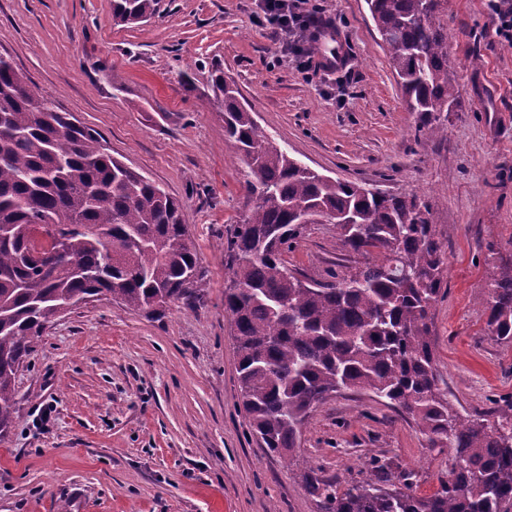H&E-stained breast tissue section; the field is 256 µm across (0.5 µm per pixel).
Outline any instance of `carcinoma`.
<instances>
[{
    "label": "carcinoma",
    "mask_w": 512,
    "mask_h": 512,
    "mask_svg": "<svg viewBox=\"0 0 512 512\" xmlns=\"http://www.w3.org/2000/svg\"><path fill=\"white\" fill-rule=\"evenodd\" d=\"M409 111L443 133L457 89L448 69V0H366ZM159 0H112V22L147 21ZM224 138L246 168L250 207L228 239L224 312L238 387L261 446L287 460L311 413L333 394L364 391L411 415L429 448H451L450 478L429 495L416 474L372 459L344 489L312 468L295 476L321 512H512V404L497 419L464 415L439 392L433 308L447 257L415 193L377 195L300 163L267 137L212 71ZM310 214L337 244L367 260L332 284L308 282L284 253ZM59 226L64 254L27 257L36 225ZM0 440L14 425V381L58 308L109 295L153 314L190 306L207 287L181 202L112 156L105 138L74 122L0 57ZM485 332L512 344V262L486 299Z\"/></svg>",
    "instance_id": "cac0c4a2"
}]
</instances>
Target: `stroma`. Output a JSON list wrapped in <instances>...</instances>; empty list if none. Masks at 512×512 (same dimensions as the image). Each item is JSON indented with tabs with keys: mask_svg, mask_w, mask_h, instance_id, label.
<instances>
[{
	"mask_svg": "<svg viewBox=\"0 0 512 512\" xmlns=\"http://www.w3.org/2000/svg\"><path fill=\"white\" fill-rule=\"evenodd\" d=\"M340 39L341 65L255 20L259 0H161L116 25L112 0H0V56L32 90L101 133L113 156L183 203L208 286L195 308L148 316L103 296L65 313L15 378L19 417L0 442V512H320L261 448L239 398L224 314L229 231L245 210V166L224 138L211 73L221 68L272 140L310 168L389 193L429 196L447 253L433 310L439 387L461 413L512 400V345L485 334L482 301L512 259V45L486 0H448L458 103L435 135L408 111L365 0H291ZM284 259L318 281L357 257L329 224L307 225ZM296 462L362 480L377 456L448 479L452 451L427 447L411 416L346 391L303 429Z\"/></svg>",
	"mask_w": 512,
	"mask_h": 512,
	"instance_id": "stroma-1",
	"label": "stroma"
}]
</instances>
